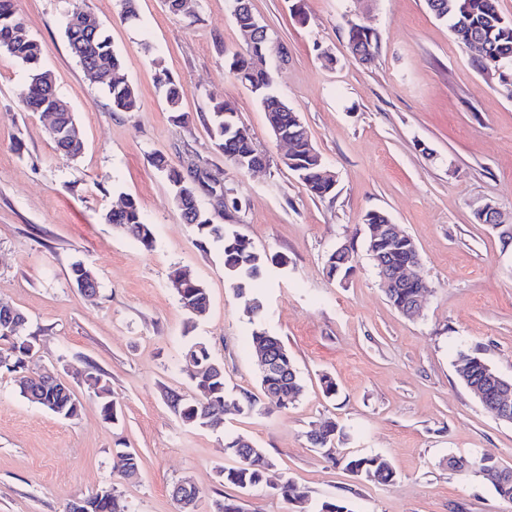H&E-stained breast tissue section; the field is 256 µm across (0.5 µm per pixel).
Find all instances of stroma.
Listing matches in <instances>:
<instances>
[{"instance_id":"35a3bbf8","label":"stroma","mask_w":512,"mask_h":512,"mask_svg":"<svg viewBox=\"0 0 512 512\" xmlns=\"http://www.w3.org/2000/svg\"><path fill=\"white\" fill-rule=\"evenodd\" d=\"M273 45L287 56L275 91L297 112L337 179L336 195L312 198L281 163L250 88L225 61L245 42L232 0H191L195 22L166 0H138L139 18H119L120 0H86L106 27L138 92L135 112L113 111L104 85L90 82L64 35L71 0H14L43 47L42 65L72 108L85 141L81 158L58 154L47 115L28 111L26 68L0 55V304L23 311L35 358L82 391L84 410L64 420L22 398L18 375L0 373V512H66L69 503L115 487L131 512H179L175 484L199 490L196 512L234 498L246 512H296L273 492L291 480L310 503L345 502L350 512H512L479 477L450 471L449 458L490 459L512 468V423L492 417L458 379L454 362L473 351L512 376V247L473 212L494 202L512 224V96L472 65L425 0H251ZM361 23L378 37L370 64L348 49ZM165 68L183 86L173 120L157 81ZM227 103L251 132L266 168L237 173L211 145L202 119ZM195 160L223 178L238 202L229 221L269 262L251 323L224 274L223 253L182 223L168 181L148 163ZM133 198L156 230L152 250L116 232L103 216ZM386 213L414 241L431 288L420 318L387 300L358 232L367 212ZM353 242L357 270L330 280L325 261ZM98 281L87 297L71 268ZM191 271L210 309L193 317L169 282ZM280 336L304 384L283 412H224V429L182 425L168 393L196 390L184 346L205 341L228 387L259 393L252 327ZM107 380L118 420L104 419L82 373ZM336 382L326 395L322 376ZM345 431L332 455L312 448L324 421ZM243 435L274 466L267 484L225 485L224 439ZM135 449L136 479H125L116 449ZM379 454L395 467L390 486L352 475L339 458Z\"/></svg>"}]
</instances>
